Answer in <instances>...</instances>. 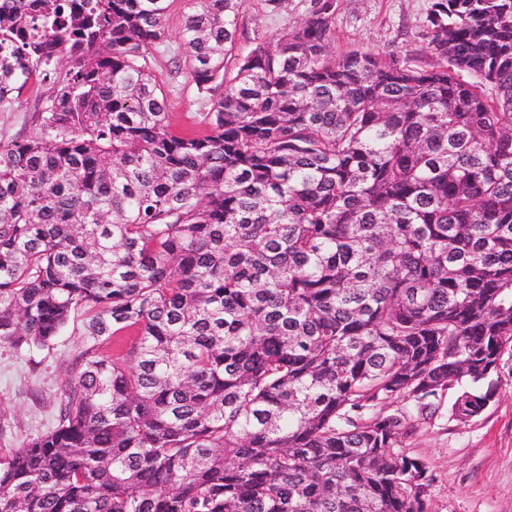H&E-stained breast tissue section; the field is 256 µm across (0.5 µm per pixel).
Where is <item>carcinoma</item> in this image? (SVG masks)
I'll list each match as a JSON object with an SVG mask.
<instances>
[{
  "label": "carcinoma",
  "mask_w": 512,
  "mask_h": 512,
  "mask_svg": "<svg viewBox=\"0 0 512 512\" xmlns=\"http://www.w3.org/2000/svg\"><path fill=\"white\" fill-rule=\"evenodd\" d=\"M192 2L205 135L149 63L171 0H0V104L50 85L0 142V346L88 316L0 512H426L384 406L476 417L512 346V0H433L427 68L330 55L337 0L246 53Z\"/></svg>",
  "instance_id": "obj_1"
}]
</instances>
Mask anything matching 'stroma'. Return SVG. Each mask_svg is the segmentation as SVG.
<instances>
[{
	"label": "stroma",
	"mask_w": 512,
	"mask_h": 512,
	"mask_svg": "<svg viewBox=\"0 0 512 512\" xmlns=\"http://www.w3.org/2000/svg\"><path fill=\"white\" fill-rule=\"evenodd\" d=\"M312 0H283L281 9L267 0H240L238 47L249 51L269 42L305 19ZM431 0H339L329 44L331 54L363 48L396 52L427 63L421 32ZM190 0H173L167 18L168 38L151 53V65L168 97L173 131L206 133L204 105L187 69H174L180 55L178 31ZM46 86L28 85L10 105L0 107V142L13 140L32 127ZM86 319L72 317L48 347L31 354L0 346V455L22 448L57 424L66 385L85 350ZM495 396L478 416L466 421L452 407L460 385L439 393L436 411L424 416L410 400L394 399L386 413L406 412L411 429L402 439L409 454L428 467L432 482L428 512H512V349L504 350L491 376Z\"/></svg>",
	"instance_id": "stroma-1"
}]
</instances>
